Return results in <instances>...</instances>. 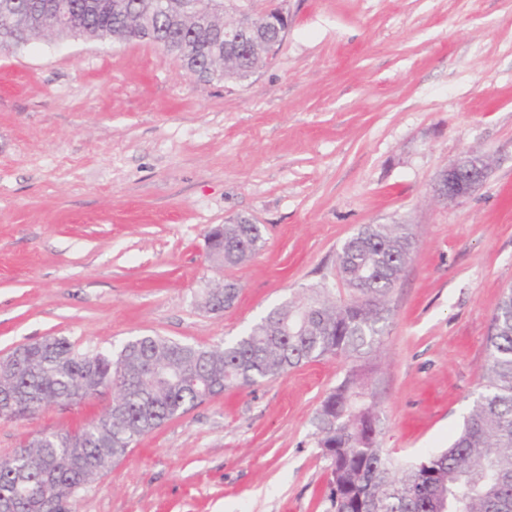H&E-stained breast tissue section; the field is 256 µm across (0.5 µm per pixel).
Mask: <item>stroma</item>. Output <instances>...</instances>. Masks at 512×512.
Returning a JSON list of instances; mask_svg holds the SVG:
<instances>
[{
  "label": "stroma",
  "mask_w": 512,
  "mask_h": 512,
  "mask_svg": "<svg viewBox=\"0 0 512 512\" xmlns=\"http://www.w3.org/2000/svg\"><path fill=\"white\" fill-rule=\"evenodd\" d=\"M276 54L239 83L198 81L159 47L53 38L0 52V358L45 336L80 354L138 336L210 346L329 286L342 243L408 224L369 388L402 463L452 441L481 388L490 319L512 288V0H287ZM477 152L469 197L438 172ZM258 224L237 266L217 225ZM236 282L214 314L207 286ZM302 364L226 390L141 437L73 512H327L313 418L352 366ZM109 397L0 420V458L76 429ZM489 165L483 156L467 153L440 171L434 182L435 195L444 202L468 197L488 176Z\"/></svg>",
  "instance_id": "obj_1"
}]
</instances>
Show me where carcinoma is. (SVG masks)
I'll use <instances>...</instances> for the list:
<instances>
[{"mask_svg":"<svg viewBox=\"0 0 512 512\" xmlns=\"http://www.w3.org/2000/svg\"><path fill=\"white\" fill-rule=\"evenodd\" d=\"M28 40L50 32L59 39L104 43L145 40L132 31L136 0L126 13L114 0H27ZM78 6L77 23L55 29L60 3ZM160 17L149 42L175 56L199 81L242 82L267 62L266 44L224 52L218 30L191 12L176 28L191 35L195 54L181 51ZM223 54L212 75L207 56ZM256 224L224 225L226 266L247 261L261 247ZM414 245L409 224H369L336 254L338 275L353 290L346 302L329 300V288L270 311L242 336L212 347L139 336L117 353H76L64 338L44 337L0 361V411L8 419L34 415L51 404H77L106 391L112 407L77 431L40 432L0 460V512H68V500L126 457L134 442L205 400L251 386L325 357L359 358L383 342L391 310L387 296ZM367 298L359 299V292ZM236 288L208 291L213 313L230 307ZM484 383L459 435L440 452L397 466L377 446L370 423L379 419L375 395L354 365L323 400L313 421L316 443L328 459L330 512H512V289L503 292L486 337Z\"/></svg>","mask_w":512,"mask_h":512,"instance_id":"1","label":"carcinoma"}]
</instances>
